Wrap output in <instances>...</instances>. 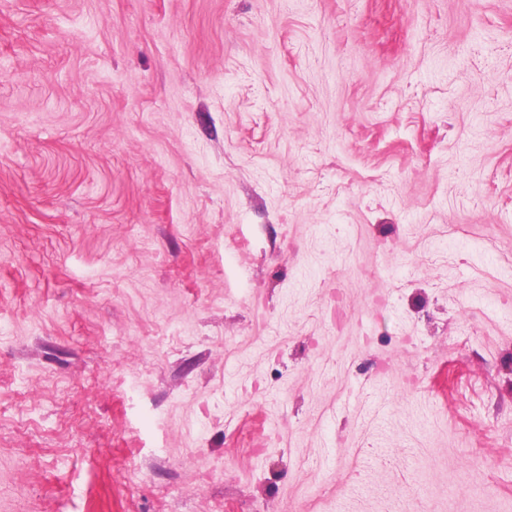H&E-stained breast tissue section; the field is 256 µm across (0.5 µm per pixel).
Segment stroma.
<instances>
[{"mask_svg":"<svg viewBox=\"0 0 512 512\" xmlns=\"http://www.w3.org/2000/svg\"><path fill=\"white\" fill-rule=\"evenodd\" d=\"M0 512H512V0H0Z\"/></svg>","mask_w":512,"mask_h":512,"instance_id":"stroma-1","label":"stroma"}]
</instances>
